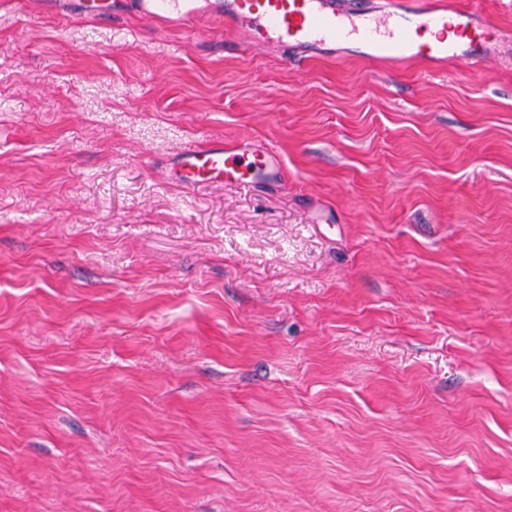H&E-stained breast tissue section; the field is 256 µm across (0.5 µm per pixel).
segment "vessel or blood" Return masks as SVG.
Wrapping results in <instances>:
<instances>
[{"mask_svg": "<svg viewBox=\"0 0 512 512\" xmlns=\"http://www.w3.org/2000/svg\"><path fill=\"white\" fill-rule=\"evenodd\" d=\"M110 21L132 12L148 21L187 24L209 17L244 47L290 52L295 62L320 56L411 61L429 67L476 66L499 53L501 37L483 0H59ZM170 171L186 188L231 182L276 186L286 178L280 155L263 141L227 146L212 140L176 154Z\"/></svg>", "mask_w": 512, "mask_h": 512, "instance_id": "obj_1", "label": "vessel or blood"}]
</instances>
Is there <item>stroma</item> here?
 <instances>
[{"label": "stroma", "mask_w": 512, "mask_h": 512, "mask_svg": "<svg viewBox=\"0 0 512 512\" xmlns=\"http://www.w3.org/2000/svg\"><path fill=\"white\" fill-rule=\"evenodd\" d=\"M221 39L0 0V512H512V64ZM170 171L185 188L224 181L244 187L276 186L287 173L280 155L256 139L225 147L224 141L212 140L205 146L185 148L173 158Z\"/></svg>", "instance_id": "stroma-1"}]
</instances>
